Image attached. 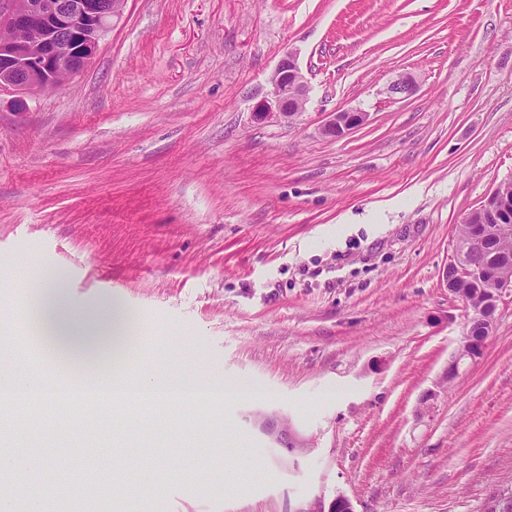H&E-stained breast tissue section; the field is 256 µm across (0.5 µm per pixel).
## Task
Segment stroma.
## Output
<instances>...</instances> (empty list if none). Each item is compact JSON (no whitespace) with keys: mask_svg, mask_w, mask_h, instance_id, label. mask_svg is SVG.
<instances>
[{"mask_svg":"<svg viewBox=\"0 0 512 512\" xmlns=\"http://www.w3.org/2000/svg\"><path fill=\"white\" fill-rule=\"evenodd\" d=\"M290 51L306 108L256 122ZM402 74L416 92L386 101ZM347 109L369 118L323 135ZM508 182L512 0H127L63 85L0 92V323L50 264L224 398L91 427L59 398L23 437L33 479L60 454L97 470L78 512H112L120 466L153 512H484L512 491V296L449 377L471 309L442 272Z\"/></svg>","mask_w":512,"mask_h":512,"instance_id":"1","label":"stroma"}]
</instances>
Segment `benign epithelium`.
Masks as SVG:
<instances>
[{
	"instance_id": "obj_1",
	"label": "benign epithelium",
	"mask_w": 512,
	"mask_h": 512,
	"mask_svg": "<svg viewBox=\"0 0 512 512\" xmlns=\"http://www.w3.org/2000/svg\"><path fill=\"white\" fill-rule=\"evenodd\" d=\"M127 0H0V88L15 87L35 91L57 86L82 70L97 53L112 19L121 16ZM416 90L414 79L402 75L387 87V99H404ZM310 85L288 53L278 62L271 90L253 107L257 122L290 119L303 111ZM368 113L342 110L333 113L324 133L333 138L346 135L362 125ZM485 250L484 225L472 226L469 233L454 238L448 265L458 274L484 285L486 300L472 319L482 322L485 334L475 339L472 330L462 337L457 352L448 363V377H454L466 360L479 357L485 340L497 320L499 305L512 294V279L491 276L488 266L477 261ZM298 512H353L351 501L338 496L327 503L313 499ZM485 512H512V492L498 494L487 503Z\"/></svg>"
}]
</instances>
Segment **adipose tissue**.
Instances as JSON below:
<instances>
[{
  "mask_svg": "<svg viewBox=\"0 0 512 512\" xmlns=\"http://www.w3.org/2000/svg\"><path fill=\"white\" fill-rule=\"evenodd\" d=\"M24 324L31 340L51 360H64L86 371L105 366L113 379L112 399L136 395L164 407L180 400L195 404L217 401L222 389L170 368L163 372H138L127 366L130 342H142L139 315L118 300L106 301L80 311L68 301L61 273L40 268L31 270L18 295ZM62 386L32 370L25 355L17 353L10 330L0 328V408L45 395H56ZM34 457L16 458L0 451V512L23 499L39 504L43 489L30 483Z\"/></svg>",
  "mask_w": 512,
  "mask_h": 512,
  "instance_id": "adipose-tissue-1",
  "label": "adipose tissue"
}]
</instances>
